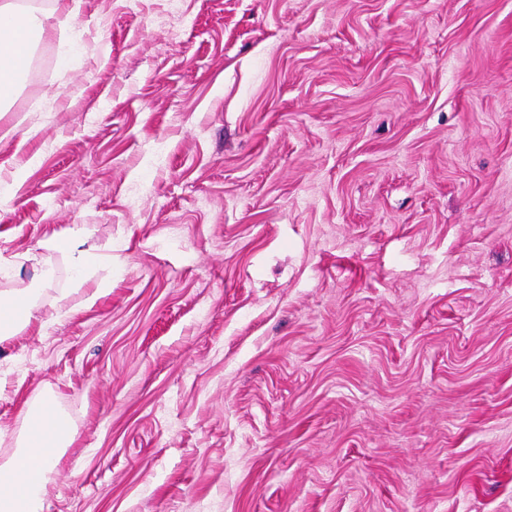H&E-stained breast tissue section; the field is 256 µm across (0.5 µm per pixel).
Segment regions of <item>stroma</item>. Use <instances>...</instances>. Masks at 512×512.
<instances>
[{
  "label": "stroma",
  "instance_id": "1",
  "mask_svg": "<svg viewBox=\"0 0 512 512\" xmlns=\"http://www.w3.org/2000/svg\"><path fill=\"white\" fill-rule=\"evenodd\" d=\"M20 4L0 292L112 257L0 344L43 512H512V0ZM84 241L80 229H72L66 233H53L37 242L34 250H28L24 253L25 260L35 259L34 251L44 249L46 251L57 252L70 260L74 280L82 284L86 282L92 272L102 264L111 266V255H102L84 249ZM27 434L22 447L0 464V511L42 512L43 488L72 437V426L49 397L26 412Z\"/></svg>",
  "mask_w": 512,
  "mask_h": 512
}]
</instances>
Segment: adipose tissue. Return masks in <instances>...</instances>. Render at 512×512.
Segmentation results:
<instances>
[{"label":"adipose tissue","mask_w":512,"mask_h":512,"mask_svg":"<svg viewBox=\"0 0 512 512\" xmlns=\"http://www.w3.org/2000/svg\"><path fill=\"white\" fill-rule=\"evenodd\" d=\"M45 32V20L34 13L21 12L15 0H0V103L14 95L25 72L34 38ZM57 252L71 263L73 278L86 282L100 265L112 258L85 249L82 233L73 229L55 233L27 251L33 259L36 250ZM39 288L0 292V342L28 327L35 317ZM27 434L21 449L0 464V512H43V488L63 449L72 437V426L47 397L30 404Z\"/></svg>","instance_id":"adipose-tissue-1"}]
</instances>
